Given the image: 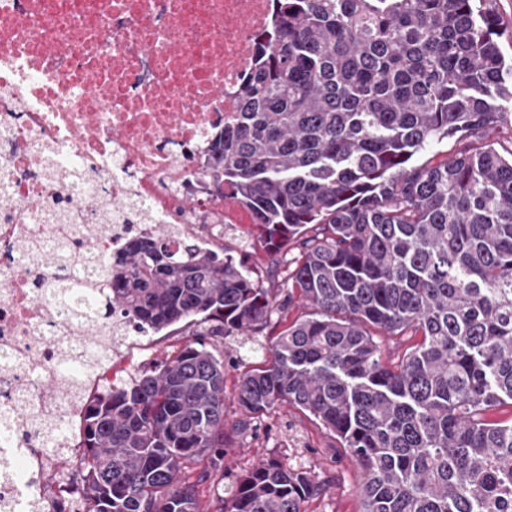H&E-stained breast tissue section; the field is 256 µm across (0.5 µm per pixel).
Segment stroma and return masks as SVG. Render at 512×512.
<instances>
[{"mask_svg": "<svg viewBox=\"0 0 512 512\" xmlns=\"http://www.w3.org/2000/svg\"><path fill=\"white\" fill-rule=\"evenodd\" d=\"M188 340V330L178 325L141 337L130 346L127 373L174 355ZM210 343L224 357L225 385L230 390L243 367L261 365L265 359L256 342L243 336H215ZM272 456L326 484L327 493L310 501L308 512H360L363 474L355 461L307 413L285 404L256 419L252 429L225 448L223 480L209 479L198 486L202 507L216 503L240 472Z\"/></svg>", "mask_w": 512, "mask_h": 512, "instance_id": "1", "label": "stroma"}]
</instances>
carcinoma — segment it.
I'll return each mask as SVG.
<instances>
[{"label":"carcinoma","instance_id":"cac0c4a2","mask_svg":"<svg viewBox=\"0 0 512 512\" xmlns=\"http://www.w3.org/2000/svg\"><path fill=\"white\" fill-rule=\"evenodd\" d=\"M237 116L212 144L215 181L252 216L257 253L130 237L96 266L38 289L64 326L107 311L139 330L186 322L194 340L88 405L75 464L87 512H200L196 482L251 419L312 416L364 475L362 512H512V151L509 68L491 0H274ZM432 164L413 158L443 141ZM296 303L309 312L275 318ZM270 339L237 376L245 418H224V361L204 336ZM420 341L410 345L411 337ZM96 337L54 371L81 397L106 359ZM326 492L271 458L213 512H307Z\"/></svg>","mask_w":512,"mask_h":512}]
</instances>
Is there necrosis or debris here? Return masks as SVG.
Segmentation results:
<instances>
[{"mask_svg": "<svg viewBox=\"0 0 512 512\" xmlns=\"http://www.w3.org/2000/svg\"><path fill=\"white\" fill-rule=\"evenodd\" d=\"M273 21V0H0V347L20 357L0 365V410L16 427L0 448V512L73 506L53 460L84 458L85 403L102 384L87 378L79 404L26 385L52 357L35 288L54 272L21 266L18 243L52 246L69 194L42 156L83 175L95 200L69 219L74 252L80 225L100 223L117 197L147 202L139 234L166 225L215 246L238 218L208 175L212 135L236 112Z\"/></svg>", "mask_w": 512, "mask_h": 512, "instance_id": "necrosis-or-debris-1", "label": "necrosis or debris"}]
</instances>
